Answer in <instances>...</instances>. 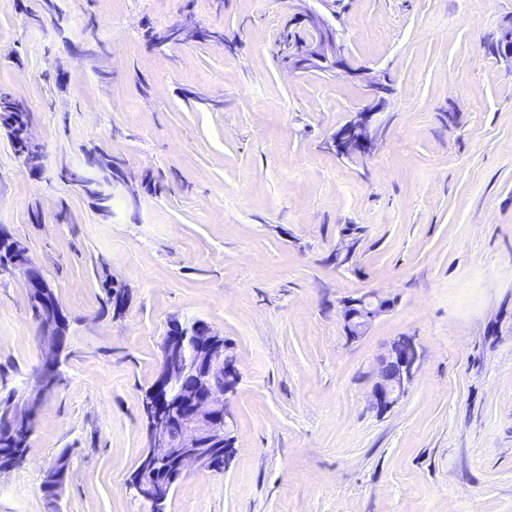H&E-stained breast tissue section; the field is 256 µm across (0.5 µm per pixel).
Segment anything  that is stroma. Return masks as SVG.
Returning <instances> with one entry per match:
<instances>
[{"label":"stroma","instance_id":"1","mask_svg":"<svg viewBox=\"0 0 512 512\" xmlns=\"http://www.w3.org/2000/svg\"><path fill=\"white\" fill-rule=\"evenodd\" d=\"M58 5L56 25L33 20L39 0H0V89L31 106L46 149L36 180L0 139V224L70 318L0 512H148L126 480L174 317L224 336L240 380L229 469H189L168 512H512V62L491 51L512 0ZM304 6L394 89L369 157L325 146L364 83L282 60ZM187 20L223 42L145 38ZM93 147L127 180L107 216L59 177ZM107 277L122 313L104 309ZM373 291L394 307L349 339L339 302ZM403 335L420 367L380 414L379 362ZM41 358L24 280L0 275V400L31 390ZM63 451L51 500L41 483Z\"/></svg>","mask_w":512,"mask_h":512}]
</instances>
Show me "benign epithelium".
<instances>
[{
	"label": "benign epithelium",
	"mask_w": 512,
	"mask_h": 512,
	"mask_svg": "<svg viewBox=\"0 0 512 512\" xmlns=\"http://www.w3.org/2000/svg\"><path fill=\"white\" fill-rule=\"evenodd\" d=\"M301 19L310 24V42L288 58V67L296 70H315L324 73H343L351 78H364L367 69L345 54L343 39L337 29L324 23L313 10L306 7ZM367 102L331 136L329 149L341 158L365 157L372 153L379 127L378 115L392 94L390 86L378 81H366ZM23 146L22 158L28 173L34 177L44 169L45 148L33 134L30 121H21L7 113L0 115V136ZM358 239L349 234L336 248V265L347 264ZM0 273L20 274L28 290V299L37 302L36 291H46L49 283L41 279L42 268L29 257L28 250L18 252L14 261L0 266ZM341 316L346 335L354 340L362 336L371 323L391 310L393 303L371 292L357 298L341 301ZM67 319L62 306L46 311L41 325L43 339V369L35 388L19 398L0 419L25 418L39 411L44 397L52 392L58 380L61 355L66 343L57 333V326ZM161 361L157 377L148 389L146 398L151 410L147 429L148 449L144 452L146 468L141 481L128 485L135 495L155 509L165 512L161 503L167 501V492L154 480L156 467L170 462L179 473L190 466L212 471L214 450L235 454L234 421L223 396L235 389L239 371L230 347L216 338L213 328L200 323H167L162 342ZM421 352L411 336L395 339L380 363L379 380L372 389L371 408L383 413L402 398L412 383L419 367ZM224 370V385L210 386L203 382L206 373Z\"/></svg>",
	"instance_id": "1"
}]
</instances>
